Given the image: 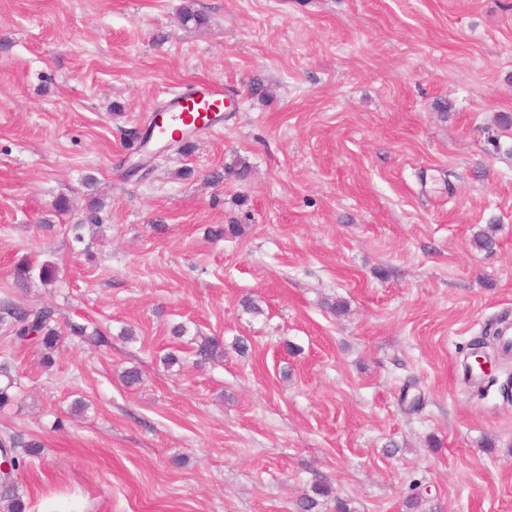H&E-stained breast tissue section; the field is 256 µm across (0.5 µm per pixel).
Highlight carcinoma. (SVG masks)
<instances>
[{"label": "carcinoma", "mask_w": 512, "mask_h": 512, "mask_svg": "<svg viewBox=\"0 0 512 512\" xmlns=\"http://www.w3.org/2000/svg\"><path fill=\"white\" fill-rule=\"evenodd\" d=\"M47 283L56 278V267L53 264L44 262L40 265L31 260L19 263L14 269L16 281L25 283L33 277ZM4 316L1 321H9V327L14 337L21 343L37 344L41 347L42 362L44 366L51 367L55 364L53 353L60 341L61 332L57 327L55 310L50 307H26L15 303H8L0 308ZM0 375L6 378V382L0 385V407L9 404L12 399L11 389L15 381L10 375L8 364L0 366ZM41 447L36 440L26 441L18 434L5 433L0 436V456L11 462V469L0 475V502L3 503L4 512H25V503L17 490V478L22 467L21 453L19 449L31 454ZM314 496L306 495L302 498L300 508L302 512H310L317 501L315 497H330L332 489L324 483H317L312 487ZM334 497V496H332ZM336 512H351L348 503L340 497H334Z\"/></svg>", "instance_id": "cac0c4a2"}]
</instances>
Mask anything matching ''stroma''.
<instances>
[{"label":"stroma","instance_id":"1","mask_svg":"<svg viewBox=\"0 0 512 512\" xmlns=\"http://www.w3.org/2000/svg\"><path fill=\"white\" fill-rule=\"evenodd\" d=\"M198 79L236 111L141 160ZM502 114L512 0H0V303L108 338L0 323L26 512H512V355L462 370L512 323ZM37 273L40 281L47 283L52 282L56 278V267L53 264L44 262L36 265L31 260H25L19 263L14 269V277L17 282L24 284L34 277ZM6 316L1 322H8L14 337L20 343L37 344L41 347L42 362L45 367L55 363L53 353L60 341L61 332L57 327L55 310L50 307H26L8 303L1 308Z\"/></svg>","mask_w":512,"mask_h":512}]
</instances>
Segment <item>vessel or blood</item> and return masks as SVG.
I'll list each match as a JSON object with an SVG mask.
<instances>
[{"instance_id":"b4317fda","label":"vessel or blood","mask_w":512,"mask_h":512,"mask_svg":"<svg viewBox=\"0 0 512 512\" xmlns=\"http://www.w3.org/2000/svg\"><path fill=\"white\" fill-rule=\"evenodd\" d=\"M235 103L224 95V88L207 82L169 96L163 118L155 127L156 136L180 133L190 129L213 132L224 124V113Z\"/></svg>"}]
</instances>
